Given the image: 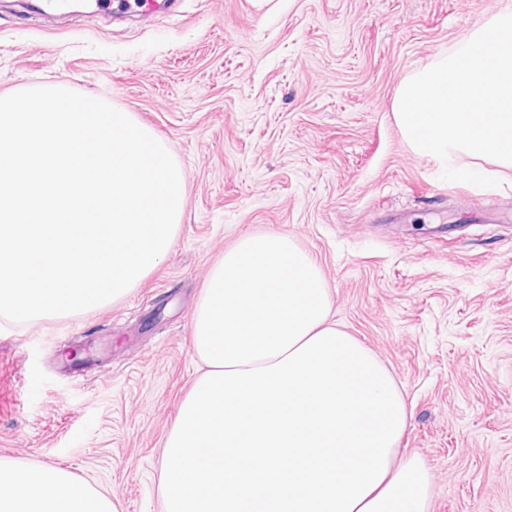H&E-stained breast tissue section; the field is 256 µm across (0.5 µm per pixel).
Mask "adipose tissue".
<instances>
[{
    "label": "adipose tissue",
    "mask_w": 512,
    "mask_h": 512,
    "mask_svg": "<svg viewBox=\"0 0 512 512\" xmlns=\"http://www.w3.org/2000/svg\"><path fill=\"white\" fill-rule=\"evenodd\" d=\"M111 500L51 466L0 463V512H113Z\"/></svg>",
    "instance_id": "1"
}]
</instances>
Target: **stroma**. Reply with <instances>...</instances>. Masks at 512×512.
Listing matches in <instances>:
<instances>
[{"label":"stroma","instance_id":"1","mask_svg":"<svg viewBox=\"0 0 512 512\" xmlns=\"http://www.w3.org/2000/svg\"><path fill=\"white\" fill-rule=\"evenodd\" d=\"M512 0H173L49 22L0 0V95L53 84L131 112L186 175L175 242L126 297L0 318V462L50 465L117 512H163L161 448L191 390V318L240 236L320 264L332 315L410 411L431 512H512V170L446 189L392 116L413 72Z\"/></svg>","mask_w":512,"mask_h":512}]
</instances>
